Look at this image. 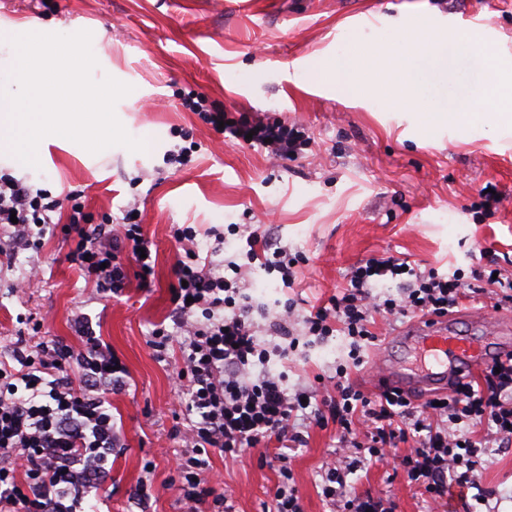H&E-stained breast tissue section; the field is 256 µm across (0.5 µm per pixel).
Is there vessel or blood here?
<instances>
[{"label": "vessel or blood", "instance_id": "1", "mask_svg": "<svg viewBox=\"0 0 512 512\" xmlns=\"http://www.w3.org/2000/svg\"><path fill=\"white\" fill-rule=\"evenodd\" d=\"M408 359L386 366L389 383L406 392L448 390L452 381L471 374L490 359L495 347L512 343V326L499 325L487 340L460 334L450 320L426 317L400 335Z\"/></svg>", "mask_w": 512, "mask_h": 512}]
</instances>
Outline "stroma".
<instances>
[{
    "label": "stroma",
    "mask_w": 512,
    "mask_h": 512,
    "mask_svg": "<svg viewBox=\"0 0 512 512\" xmlns=\"http://www.w3.org/2000/svg\"><path fill=\"white\" fill-rule=\"evenodd\" d=\"M478 24L512 58V0H0V63L10 61L12 36L90 31L98 74L132 87L115 106L117 118L148 142L144 152L115 146L94 155L50 135L38 146L37 170L0 153V169L52 195L83 192L94 219L136 202L152 244L150 287L132 278L116 295L80 276L58 225L47 228L38 250L0 258V352L51 339L82 352L71 319L83 313L128 371V389L109 397L119 433L110 478L85 498L84 512H140L141 480L160 487L182 451L172 432L189 426L188 398L177 395L170 377L179 348L160 356L149 345L155 325L170 320L172 225L197 226L204 253L215 245L208 229L265 224L305 256L291 288L278 273L252 272V286L266 288L255 297L264 312L291 298L309 313L344 286L352 265L387 251L466 279L480 249L501 265L512 262V136L451 126L423 133L400 108L339 98L305 76L312 59L333 56L352 35L369 42L386 32ZM190 93L239 118L303 129L309 143L296 160L280 162L227 142L182 107ZM182 129L200 148L177 170L164 156L182 146ZM34 262L40 281L14 291ZM347 355L343 337H303L287 358L272 357L270 368L287 372L293 388L330 373ZM336 445L334 429L315 428L284 461L272 447L239 460L215 452L206 479L228 494L235 512H267L285 466L303 512H330L320 482L325 467L342 460ZM346 483L390 499L395 512H425L422 488L392 466L349 473ZM480 485L491 494L490 512H512V447L490 450Z\"/></svg>",
    "instance_id": "35a3bbf8"
}]
</instances>
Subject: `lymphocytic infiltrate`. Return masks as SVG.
<instances>
[{
    "mask_svg": "<svg viewBox=\"0 0 512 512\" xmlns=\"http://www.w3.org/2000/svg\"><path fill=\"white\" fill-rule=\"evenodd\" d=\"M183 105L205 124L282 161L294 158L304 142L300 130L276 121L234 119L202 97L187 98ZM80 197L77 191L52 195L0 170V224L13 226L26 248L34 246L35 229L64 211L65 232L74 242L68 259L84 277L118 293L129 277L153 276L136 205L128 206L117 234L111 215L91 223ZM197 235L188 224L172 229L180 247L170 288L173 325L157 326L150 341L158 352L178 343L172 375L186 388L187 408L197 415L176 464L181 512L228 508L227 496L207 485L209 449L241 457L261 444L294 448L302 445L306 427L335 428L340 450L354 453L352 469L387 462L391 448L411 443L398 465L408 481L423 487L430 512L447 504L455 489L479 488L486 448L512 445V356L491 360L477 378L422 403L388 387L365 393L349 373L364 363L365 351L377 340V322L390 325L411 314L444 316L475 293L511 302L512 272L481 264L466 282L392 255L373 256L353 266L345 287L310 314L296 316L287 302L262 326L248 293L253 267L279 273L289 288L302 256L270 230L231 224L215 241L224 245L231 235L245 241L244 259L216 262L201 256ZM124 250L135 272L118 261ZM393 280L399 283L394 294L387 290ZM74 327L86 340V353L41 341L0 357V512H77L108 479L107 456L118 440L108 396L125 386L126 372L84 317H75ZM299 332L319 341L343 336L349 352L334 373L316 375L312 385L292 390L285 375L271 374L267 365L297 347ZM344 470L324 471L322 495L335 512H394L390 500L349 490Z\"/></svg>",
    "mask_w": 512,
    "mask_h": 512,
    "instance_id": "lymphocytic-infiltrate-1",
    "label": "lymphocytic infiltrate"
}]
</instances>
